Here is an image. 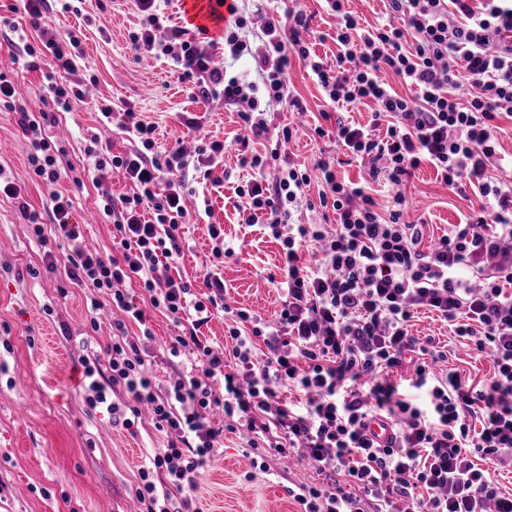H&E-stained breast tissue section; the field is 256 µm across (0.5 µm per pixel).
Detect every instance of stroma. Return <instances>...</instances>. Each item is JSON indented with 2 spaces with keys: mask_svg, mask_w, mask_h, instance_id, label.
Segmentation results:
<instances>
[{
  "mask_svg": "<svg viewBox=\"0 0 512 512\" xmlns=\"http://www.w3.org/2000/svg\"><path fill=\"white\" fill-rule=\"evenodd\" d=\"M45 23L60 33H78L81 66L95 72L92 94L73 111L55 112L43 92L48 62L37 69L24 66L22 41L0 34V72L13 75L23 87L26 107L32 112H55L56 122L46 133L64 147V165L90 167L85 147L91 134L109 143L114 151L129 148L130 137L97 117V104L109 99L128 105L140 119L153 123L159 146L183 143L194 150L200 135L208 134L230 144L241 131L237 112L223 99L189 96L180 71L170 59L137 55L129 35L138 30L140 13L135 0H84L81 15L47 14ZM294 91L306 108L304 114L278 110L277 123H293L297 136L289 146L297 162H313L320 152L336 153L329 140H316L312 129L325 108L321 91L302 65L290 75ZM197 117L200 126L187 128L184 114ZM32 151L12 112L0 109V168L20 188L23 198L41 222H49L48 190L35 180L29 167ZM189 207L209 204L210 213L187 225L183 255L172 267L175 278L201 288L203 265L209 261L213 242L209 224L224 228V240L236 250L224 262L226 301L263 317L281 307L284 293L270 280L281 263L282 249L262 226H247L233 206V182L218 185L190 181ZM60 191L69 194L75 218L83 226V246L108 251L112 248V222L99 209L105 192L129 191L117 174L102 182L85 180L75 187L61 179ZM409 218L424 226L423 246H430L478 208L475 195L461 196L450 190L427 164L414 170L404 189ZM44 249L30 233L12 200L0 197V512H142L136 495L139 470L146 455L166 444L149 420L134 430L112 423L107 414L90 410L82 390L80 361L104 355L112 342V325L121 320L117 310L102 311L98 328L89 324L88 307L96 290L73 288L61 295L58 275L44 268ZM154 333L149 351L155 360L151 373L159 385L189 370L187 357L170 358L165 344L178 329L171 314L149 310ZM413 336L433 338L448 355L444 366L475 380L493 372L491 358L469 351L435 313L421 309L411 321ZM251 449L229 434L224 446L202 471L196 495L202 512H296L288 495L291 485L317 482L311 467L270 459L269 472L254 469Z\"/></svg>",
  "mask_w": 512,
  "mask_h": 512,
  "instance_id": "1",
  "label": "stroma"
}]
</instances>
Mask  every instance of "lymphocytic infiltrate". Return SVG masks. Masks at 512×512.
I'll list each match as a JSON object with an SVG mask.
<instances>
[{"mask_svg": "<svg viewBox=\"0 0 512 512\" xmlns=\"http://www.w3.org/2000/svg\"><path fill=\"white\" fill-rule=\"evenodd\" d=\"M38 24L37 45L27 46V68L50 55L44 90L62 111L83 101L95 75L80 72L79 40L39 22L51 0H19ZM346 0H324L335 20L334 61L316 54L308 40L311 15L300 8L268 16L232 0L219 37L185 23L164 26L160 0H137L141 28L131 33L135 51L167 57L182 69L191 91L220 96L236 109L248 133L233 145L252 177L234 188V206L246 224H260L282 248L280 285L285 292L275 320L237 310L228 333L231 346L201 340L200 328L213 310L224 309V277L208 266L207 301L192 299L190 286L171 274L182 256V227L192 213L185 201L189 178L183 148H156V128L137 120L132 109L98 107L102 122L118 121L134 137L123 153L103 148L91 136L94 180L123 171L132 190L103 198L113 223L112 251L91 252L77 244L81 227L69 196L58 191L64 154L44 131L48 113L30 112L13 82L0 74V102L17 114L31 143L29 164L49 190L50 223L29 214L32 236L74 242L58 259L46 252L47 269L68 284L108 290L116 307L142 328L146 307L185 314L188 323L169 345L172 356H190L198 372H187L166 388L153 383L146 358L128 334L114 336L107 363L83 361L86 403L105 409L132 427L133 416L149 407L157 431L167 436L163 453L141 467L137 495L146 512H198V478L224 433L243 432L266 458L297 452L316 472L320 487L299 485L289 494L300 512H512L482 461L512 463V180L498 175L504 160L497 149V119H512V0H384L388 23L360 26ZM260 29V44L246 37ZM251 58L255 78L228 74L225 59ZM302 63L328 106L317 137L329 138L351 156L368 159V179L339 178L329 160L314 167L281 155L294 137L291 126L273 127L270 106L299 107L289 71ZM413 87L405 97L385 74ZM470 91L460 99L457 75ZM373 104L367 125L333 117V110ZM275 135L269 152L250 142ZM430 163L456 193L473 192L474 214L450 225L447 235L422 249L423 227L405 222L398 189L413 170ZM384 182L396 193L386 213L376 211L371 184ZM316 198H308L310 186ZM334 213L332 224H297L295 212ZM143 288L148 304L131 294ZM436 312L457 336L489 354L492 374L472 381L451 371H434L444 359L433 342L409 332L415 309ZM297 389V403L281 400L283 386ZM423 393L409 399L408 390ZM123 391L126 404L112 400ZM224 412L223 425L206 417ZM393 425L386 443L369 431L372 418ZM259 463V470L267 465ZM163 474L155 483L154 474Z\"/></svg>", "mask_w": 512, "mask_h": 512, "instance_id": "f902f5d3", "label": "lymphocytic infiltrate"}]
</instances>
